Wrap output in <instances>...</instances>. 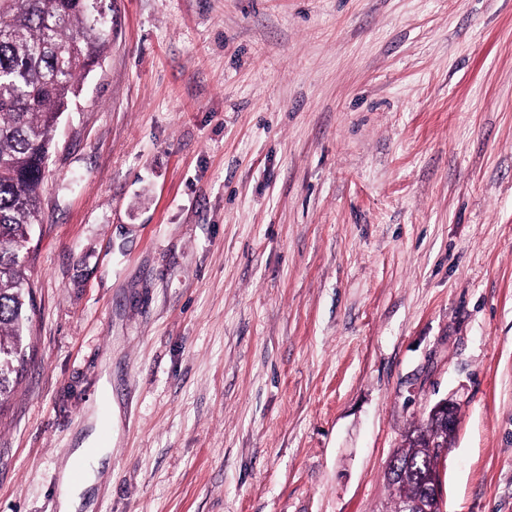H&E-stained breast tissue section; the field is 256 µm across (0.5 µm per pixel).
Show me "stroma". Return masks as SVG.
<instances>
[{
    "mask_svg": "<svg viewBox=\"0 0 512 512\" xmlns=\"http://www.w3.org/2000/svg\"><path fill=\"white\" fill-rule=\"evenodd\" d=\"M53 132L0 512H382L459 406L445 512H512V0H117ZM101 421V415L94 407L88 417V423H93V431L72 451L63 470L58 512H82L78 510L85 501L83 494L97 482L104 461L110 455L111 448L99 439ZM77 462L83 464V477L80 481H76L73 474Z\"/></svg>",
    "mask_w": 512,
    "mask_h": 512,
    "instance_id": "obj_1",
    "label": "stroma"
}]
</instances>
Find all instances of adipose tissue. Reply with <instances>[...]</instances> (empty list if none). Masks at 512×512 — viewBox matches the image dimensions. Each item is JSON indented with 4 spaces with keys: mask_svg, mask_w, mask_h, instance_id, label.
<instances>
[{
    "mask_svg": "<svg viewBox=\"0 0 512 512\" xmlns=\"http://www.w3.org/2000/svg\"><path fill=\"white\" fill-rule=\"evenodd\" d=\"M88 420L95 430L69 456V465L64 468L61 478L59 512H79L85 491L97 482L111 452L110 447L100 441L96 427L104 420L111 424L117 422V410H110L105 418L99 411H92Z\"/></svg>",
    "mask_w": 512,
    "mask_h": 512,
    "instance_id": "1",
    "label": "adipose tissue"
}]
</instances>
